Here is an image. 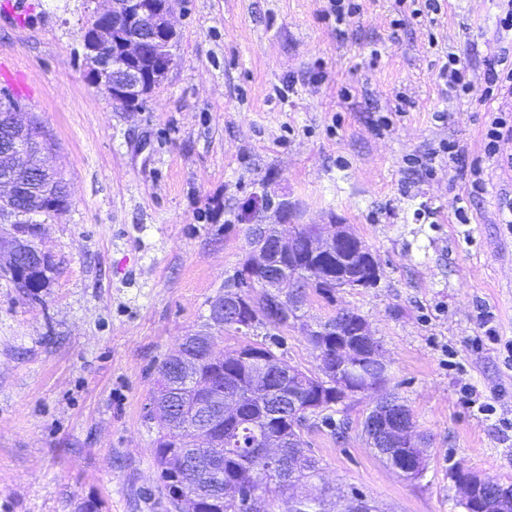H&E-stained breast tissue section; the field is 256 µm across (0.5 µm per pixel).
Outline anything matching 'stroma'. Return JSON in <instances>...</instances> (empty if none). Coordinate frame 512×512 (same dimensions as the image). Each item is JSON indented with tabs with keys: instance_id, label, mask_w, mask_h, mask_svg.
I'll return each mask as SVG.
<instances>
[{
	"instance_id": "stroma-1",
	"label": "stroma",
	"mask_w": 512,
	"mask_h": 512,
	"mask_svg": "<svg viewBox=\"0 0 512 512\" xmlns=\"http://www.w3.org/2000/svg\"><path fill=\"white\" fill-rule=\"evenodd\" d=\"M0 0V60L23 72L24 119L51 135L69 208L39 216L47 288L0 277V512H167L145 417L161 361L200 331L267 204L300 224H347L377 257L376 287L311 296L369 322L388 388L429 441L407 481L368 447L376 397L343 403L350 430L305 434L337 491L381 512H463L448 470L512 485V138L488 154L487 63L505 45L494 0H176L178 66L128 112L82 64L93 0ZM470 89L449 91L448 54ZM459 147L457 156L444 149ZM483 186L471 188L474 178ZM275 352L316 370L299 326Z\"/></svg>"
}]
</instances>
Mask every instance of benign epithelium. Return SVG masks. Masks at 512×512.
I'll return each instance as SVG.
<instances>
[{
	"instance_id": "obj_1",
	"label": "benign epithelium",
	"mask_w": 512,
	"mask_h": 512,
	"mask_svg": "<svg viewBox=\"0 0 512 512\" xmlns=\"http://www.w3.org/2000/svg\"><path fill=\"white\" fill-rule=\"evenodd\" d=\"M93 13L91 22L86 26L82 38L83 57L92 83L109 92L112 101L122 105L128 112L138 110L136 104L146 101L176 68L173 53L177 38V29L173 22V0H103ZM20 111L14 110L5 117V124L18 130L10 147L11 174L0 179V224H12L17 227L18 236L12 242V253H32L43 256L39 249L28 245L29 234L20 228L26 214L16 208L21 192L26 189L25 176L32 173L45 174L42 186L35 196L41 208L40 213L54 205V188L61 175L53 167L48 152L51 136L43 127H38V136H29L31 122L19 119ZM293 228L288 217V206L275 214L272 222L260 221L248 225L246 237L249 250L245 253L240 268L246 271H263L264 277L258 287L264 289L271 308L267 315L276 321L280 309L298 295L304 285L324 282L336 283V292L355 290L364 287L367 272L364 267H348L335 272L327 259L337 256L349 245L359 255H368L369 248L344 224L310 225L305 224L302 240H295ZM288 262H282V259ZM251 305L238 300L232 302L223 299L213 305L212 323L224 325L226 318L231 322L247 327L250 323ZM351 335L364 343L367 357L379 367H386L383 360L385 349L382 342L373 335L367 320L354 319ZM195 345L205 350L214 363L224 362V353L216 350L211 342V334L201 333ZM273 362L261 361L253 377V389L264 394V382ZM385 382L380 378L366 379L363 387H352L346 383L338 386L343 397L359 393L378 394L376 411L368 420L366 435L371 449L393 451L396 448H416L418 442L409 425L397 429L404 419L402 411L384 392ZM290 404L299 416H310L319 405L300 395H288ZM198 409L209 422L213 423L235 414L236 406L214 396L198 405ZM461 479L457 482L460 489L461 506L464 512H508L512 508V485L482 478L479 475L458 468ZM177 512H199L200 497L177 485L172 488Z\"/></svg>"
}]
</instances>
